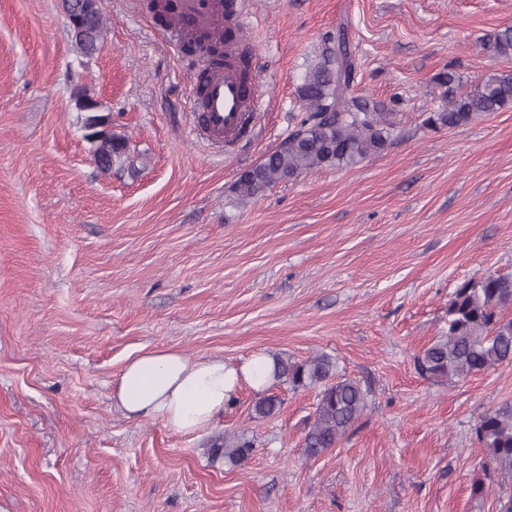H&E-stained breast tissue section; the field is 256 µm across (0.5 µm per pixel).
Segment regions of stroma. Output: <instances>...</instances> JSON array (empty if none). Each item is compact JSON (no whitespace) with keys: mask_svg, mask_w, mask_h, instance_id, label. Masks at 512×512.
<instances>
[{"mask_svg":"<svg viewBox=\"0 0 512 512\" xmlns=\"http://www.w3.org/2000/svg\"><path fill=\"white\" fill-rule=\"evenodd\" d=\"M148 0H99L107 35L79 55L61 0H0V512H498L471 495L486 410L512 365L450 385L414 357L448 327L456 286L512 276V105L434 131L442 93L512 73L493 35L512 0H246L264 110L220 149L190 132L202 59ZM347 27L357 92L393 104L380 153L265 189L231 187L300 120L302 76ZM112 117L129 161L101 174L74 96ZM238 364L263 352L335 358L372 389L342 441L302 454L317 389L272 382L268 418L241 385L193 434L123 416L112 386L141 351ZM253 437L247 463L212 441Z\"/></svg>","mask_w":512,"mask_h":512,"instance_id":"stroma-1","label":"stroma"}]
</instances>
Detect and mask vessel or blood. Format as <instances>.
I'll return each instance as SVG.
<instances>
[{
  "label": "vessel or blood",
  "instance_id": "obj_1",
  "mask_svg": "<svg viewBox=\"0 0 512 512\" xmlns=\"http://www.w3.org/2000/svg\"><path fill=\"white\" fill-rule=\"evenodd\" d=\"M183 18L223 22L224 66L211 71L204 83L198 133L216 145L236 140L251 128L259 108V95L247 84L237 61L236 44L242 31L238 9L230 0H180Z\"/></svg>",
  "mask_w": 512,
  "mask_h": 512
}]
</instances>
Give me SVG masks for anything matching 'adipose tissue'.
<instances>
[{
  "label": "adipose tissue",
  "mask_w": 512,
  "mask_h": 512,
  "mask_svg": "<svg viewBox=\"0 0 512 512\" xmlns=\"http://www.w3.org/2000/svg\"><path fill=\"white\" fill-rule=\"evenodd\" d=\"M274 361L259 353L239 366L218 356L194 358L177 349H149L130 359L112 389L126 416L163 419L176 431L202 430L223 410L240 382L265 391Z\"/></svg>",
  "instance_id": "adipose-tissue-1"
}]
</instances>
